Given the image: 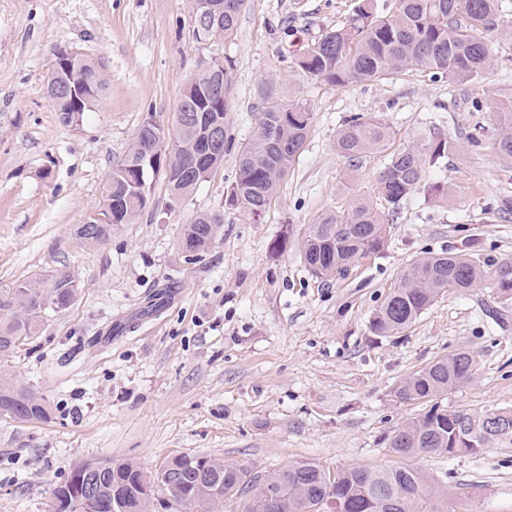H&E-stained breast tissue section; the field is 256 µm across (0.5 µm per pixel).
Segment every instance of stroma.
<instances>
[{
    "instance_id": "1",
    "label": "stroma",
    "mask_w": 512,
    "mask_h": 512,
    "mask_svg": "<svg viewBox=\"0 0 512 512\" xmlns=\"http://www.w3.org/2000/svg\"><path fill=\"white\" fill-rule=\"evenodd\" d=\"M358 0H246L236 35L197 42L193 0H0V287L54 270L79 295L49 312L0 376L17 377L51 407L47 422L0 414V512H53L54 487L76 464L129 460L156 471L171 457L208 456L254 471L313 459L336 470L410 466L441 482L447 512H512V446L478 455L412 458L384 440L421 407L395 387L457 348L477 373L444 406H512V298L493 274L512 264V159L499 157V112L512 108V39L477 83L409 70L382 82L334 86L300 69L303 49L352 16ZM99 62L107 83L82 123L65 126L46 93L53 51ZM233 63L229 127L256 131L267 98L313 114L305 144L260 222L224 208L237 154L176 208L166 182L154 204L106 243L76 228L102 199L113 163L147 113L176 123L184 85L211 58ZM353 115L393 131L391 149L442 136L459 148L428 177L452 187L447 204L403 200L384 248L323 281L299 252L306 225L368 193L387 155L357 169L334 147ZM477 136L471 144L469 136ZM220 211L211 250L186 262L183 224ZM284 241L282 250L273 244ZM473 255L487 276L449 291L405 332L376 336L369 321L423 252Z\"/></svg>"
}]
</instances>
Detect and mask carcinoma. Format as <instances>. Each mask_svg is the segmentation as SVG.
I'll return each mask as SVG.
<instances>
[{
  "label": "carcinoma",
  "instance_id": "obj_1",
  "mask_svg": "<svg viewBox=\"0 0 512 512\" xmlns=\"http://www.w3.org/2000/svg\"><path fill=\"white\" fill-rule=\"evenodd\" d=\"M224 14L211 27V38L228 39L236 30L245 0H223ZM501 0H395L392 13L378 11L376 0H359L351 19L326 31L309 44L298 59L310 77L336 86L389 80L408 69L434 79L467 84L487 69L494 44L485 33L498 28ZM80 76L84 96L70 104L83 120L90 103L106 84L99 64L80 56L60 80ZM230 96L209 105L208 116L224 121V152L213 162L224 163L234 139L229 129ZM157 114H147L127 154L112 165L102 196L112 199V223L96 230L78 226L76 235L89 245H101L112 230L128 224L143 211L142 186L150 185V156L142 146L157 138L164 144L159 164L168 168L170 205L187 199L205 179L189 164L187 146L198 140L196 127L181 128L172 143L165 141L164 125H151ZM313 120L306 104L267 99L256 113V132L239 146L238 168L225 190V206L252 217L266 211L288 176ZM497 151L512 158V110L500 113ZM391 128L377 117L355 115L336 132V153L356 168L362 159L389 148ZM456 143L437 137L389 154L388 162L368 194L341 214L325 212L307 225L300 241L303 264L318 279H332L348 271L351 263L379 252L387 240L389 224L399 204L421 192L436 203H448V182L428 179L429 169L448 157ZM223 221L215 213L197 214L183 225L177 243L189 261L203 257L215 243ZM485 278L474 258L453 252L417 257L399 282L374 311L370 329L377 336H392L409 328L443 293L469 292ZM495 285L501 295H512V264L498 268ZM78 294L75 276L57 271L43 280L14 283L0 288V359L15 351V341L34 337L48 310L70 306ZM476 374L475 356L465 348L439 357L405 377L395 396L406 403L430 404L408 418L387 438L389 451L411 457L419 453L441 456L477 455L500 444L512 445V408L451 410L438 399L456 391ZM26 421H45L49 409L43 397L12 378L0 377V410ZM88 464L75 467L68 479L53 489L59 500L71 493L77 479L97 494L96 512H146L166 477L176 476L174 503L179 512H221L224 502L244 500L243 512H263V491L281 497L282 512H442L444 487L414 467H349L331 471L313 460L255 473L246 465H224L217 458H170L154 473L132 461H109L101 470Z\"/></svg>",
  "mask_w": 512,
  "mask_h": 512
}]
</instances>
